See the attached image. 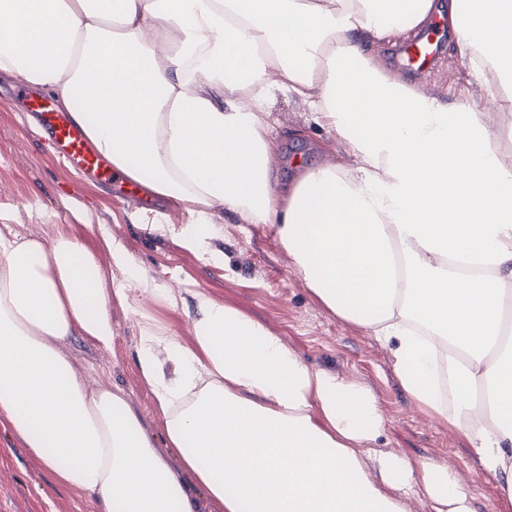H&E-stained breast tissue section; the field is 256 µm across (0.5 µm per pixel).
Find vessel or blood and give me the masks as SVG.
Here are the masks:
<instances>
[{"mask_svg":"<svg viewBox=\"0 0 512 512\" xmlns=\"http://www.w3.org/2000/svg\"><path fill=\"white\" fill-rule=\"evenodd\" d=\"M440 32V27L434 25L409 42L402 50L405 65L417 69L431 65L438 54ZM26 109L39 114L43 132L48 133L54 149L71 168L100 183L117 179L111 163L96 152L85 128L70 113L56 111L46 97L36 94L27 96Z\"/></svg>","mask_w":512,"mask_h":512,"instance_id":"1","label":"vessel or blood"}]
</instances>
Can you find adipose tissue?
Here are the masks:
<instances>
[{"mask_svg":"<svg viewBox=\"0 0 512 512\" xmlns=\"http://www.w3.org/2000/svg\"><path fill=\"white\" fill-rule=\"evenodd\" d=\"M433 0H0V79L50 95L130 180L172 199L186 240L275 225L307 288L389 349L405 393L464 432L512 496V87L446 104L381 69ZM476 80L512 76V0H448ZM350 165L276 167L275 93ZM77 238L0 230V415L58 482L105 512H406L413 464L365 463L384 418L360 384L303 363L238 311L199 299L196 346L150 318L137 366L181 451L172 466L123 392L60 350L112 345L113 303ZM170 361L176 379L161 367ZM435 512H472L424 466Z\"/></svg>","mask_w":512,"mask_h":512,"instance_id":"obj_1","label":"adipose tissue"}]
</instances>
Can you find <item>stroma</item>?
<instances>
[{
	"label": "stroma",
	"instance_id": "1",
	"mask_svg": "<svg viewBox=\"0 0 512 512\" xmlns=\"http://www.w3.org/2000/svg\"><path fill=\"white\" fill-rule=\"evenodd\" d=\"M457 37L456 30H449L439 59L418 73L395 59L390 45L377 47L376 60L386 71L442 100L463 95L486 100L498 86L476 82L469 62L457 52ZM21 91L19 84L0 82V225L47 239L61 232L78 238L95 253L105 284L132 286L141 276L153 283L155 294H142L138 310L113 305L110 348L79 334L65 340L62 348L90 386L125 393L144 431L172 466H179L180 454L168 442L153 393L138 372V320L148 315L181 347L195 348L192 323L202 294L281 338L307 365L370 389L384 418L378 452L450 468L455 483L469 493L473 512H512V502L499 482L483 471L467 437L422 412L401 389L388 347L367 330L336 317L305 287L273 225L236 224L228 218L213 226L207 253L190 249L174 203L157 199L152 208H145L137 196L67 167L46 145L45 133L35 132L30 115L22 110ZM271 110L280 123L279 156L298 155L307 165L347 162L334 138L306 125L299 102L278 92ZM87 211L93 221L85 225L80 216ZM144 214L164 219L163 229L142 225ZM107 235L123 241L131 258L129 271L113 269L102 245ZM170 290L182 297L177 306L161 298ZM0 512H103V505L58 483L0 416Z\"/></svg>",
	"mask_w": 512,
	"mask_h": 512
}]
</instances>
